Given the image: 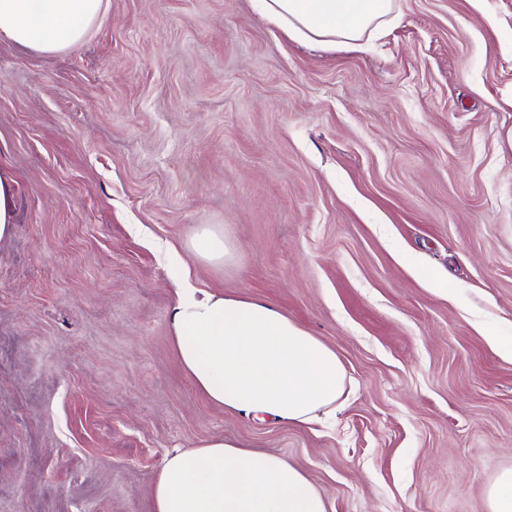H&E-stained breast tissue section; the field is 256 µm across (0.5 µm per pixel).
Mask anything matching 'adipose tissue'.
Returning a JSON list of instances; mask_svg holds the SVG:
<instances>
[{
  "instance_id": "obj_1",
  "label": "adipose tissue",
  "mask_w": 512,
  "mask_h": 512,
  "mask_svg": "<svg viewBox=\"0 0 512 512\" xmlns=\"http://www.w3.org/2000/svg\"><path fill=\"white\" fill-rule=\"evenodd\" d=\"M300 43L365 49L394 21L395 0H252ZM103 0H0V42L53 56L83 43ZM209 263L233 260L223 229L199 225L189 244ZM176 358L213 404L309 424L335 408L345 374L335 352L275 304L180 288L170 315ZM154 512H327L324 497L287 460L214 438L166 457Z\"/></svg>"
}]
</instances>
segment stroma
<instances>
[{"label": "stroma", "mask_w": 512, "mask_h": 512, "mask_svg": "<svg viewBox=\"0 0 512 512\" xmlns=\"http://www.w3.org/2000/svg\"><path fill=\"white\" fill-rule=\"evenodd\" d=\"M366 50L251 0H104L81 45L0 43V512H153L220 437L328 512H488L512 467V0H396ZM224 227L229 263L195 259ZM260 297L334 350L310 425L211 403L176 359L182 281ZM14 179L0 172V240L10 238L15 230ZM194 257L209 263L226 262L234 259V251L224 228L210 224L199 225L195 236L189 244Z\"/></svg>", "instance_id": "35a3bbf8"}]
</instances>
